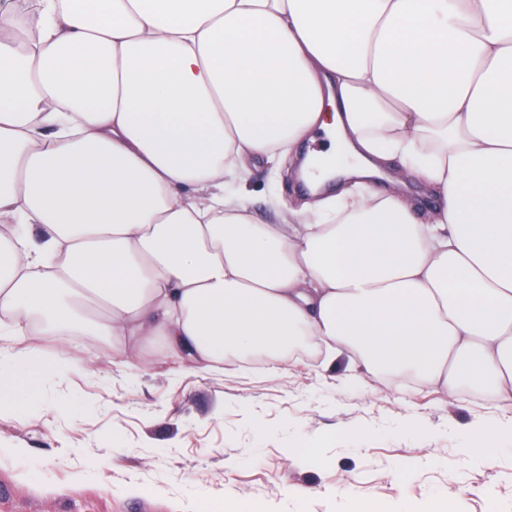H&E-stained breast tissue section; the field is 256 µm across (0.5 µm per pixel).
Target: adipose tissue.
<instances>
[{"mask_svg": "<svg viewBox=\"0 0 512 512\" xmlns=\"http://www.w3.org/2000/svg\"><path fill=\"white\" fill-rule=\"evenodd\" d=\"M263 162L315 192L258 218ZM32 313L130 368L310 349L511 405L512 0H0V335ZM73 369L0 350V406ZM509 448L507 416L463 437ZM401 179L404 181V191L415 200L417 211L420 214H425L435 202L433 194L426 189L425 185L415 179L409 177H402Z\"/></svg>", "mask_w": 512, "mask_h": 512, "instance_id": "ef3b65f1", "label": "adipose tissue"}]
</instances>
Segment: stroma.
<instances>
[{
    "instance_id": "stroma-1",
    "label": "stroma",
    "mask_w": 512,
    "mask_h": 512,
    "mask_svg": "<svg viewBox=\"0 0 512 512\" xmlns=\"http://www.w3.org/2000/svg\"><path fill=\"white\" fill-rule=\"evenodd\" d=\"M19 342L66 348L77 368L48 379L26 415L0 416V512H175L197 490L240 512H358L367 503L376 512H432L438 503L512 512V456L486 464L460 450L459 433L496 413L481 397L457 400L439 387L403 393L382 379L368 392L344 389L343 365L318 359L271 377L260 366L164 364L149 348L133 372L76 336ZM63 398L70 407L61 411ZM412 418L438 431L430 449L402 434ZM312 437L332 442L320 469L290 454ZM426 453L437 467L396 478L397 464ZM133 480L142 495L126 492Z\"/></svg>"
}]
</instances>
